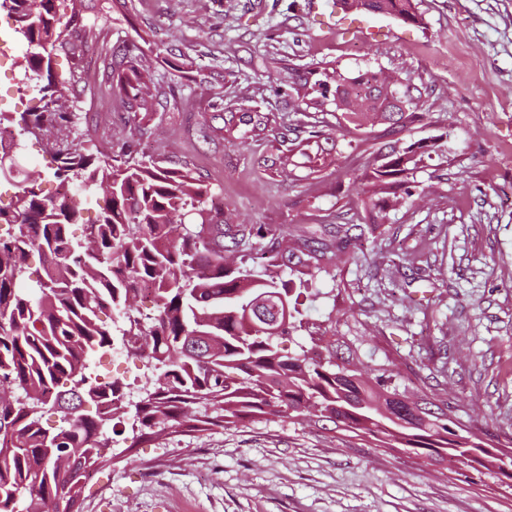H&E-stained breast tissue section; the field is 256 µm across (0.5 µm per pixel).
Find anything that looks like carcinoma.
<instances>
[{"label": "carcinoma", "instance_id": "obj_1", "mask_svg": "<svg viewBox=\"0 0 512 512\" xmlns=\"http://www.w3.org/2000/svg\"><path fill=\"white\" fill-rule=\"evenodd\" d=\"M54 2L0 0L27 43L24 76L41 103L21 113L14 154L34 138L49 147L52 180L82 189L80 195H48L36 180H16L18 167L0 172V180L16 188L9 204H0V512H80L86 475L109 464L101 429L125 408L122 385H104L89 372L92 357L112 350V329L101 318L108 309L127 315L121 335L128 351L150 365L148 392L134 418L145 442L161 424L189 435L312 409L320 421L420 459L465 458L481 467L500 462L495 474L512 481V456L458 433L445 408L417 416L409 427L379 415L372 407L379 392L396 397L402 391L387 368L359 369L357 350L340 362L335 342L323 336L324 356L304 349L285 354L275 344L302 326L299 306L312 287L310 277L330 272L360 225L338 224L327 236L302 242L287 251L283 265L279 237L245 227L231 236L239 265L230 268L224 264V221L207 208L210 190L190 171L138 158L132 148L117 160L95 143L75 142L72 115L59 101L90 85L78 64L83 42L68 38L82 13L60 15ZM339 2L346 10L420 23L414 0ZM52 51L71 60L67 72L56 70ZM118 53L109 96L127 112L152 111L161 94L142 64L143 48L130 42ZM385 82L380 70L349 77L318 66L296 75L292 89L305 108L317 111L333 85L336 107L353 123L373 117L395 125L405 112L383 91ZM437 149L435 141L389 146L357 189L358 202L373 211L412 197L409 175ZM100 189L108 203L83 224L94 239L90 248L71 226L98 205ZM188 215L199 222L185 223ZM255 237L269 239L273 267L288 268L289 278L248 266ZM35 253L43 273L30 292L21 283ZM141 283L153 285L146 323L132 316ZM259 296L279 327L275 334L246 316L245 305ZM88 403L96 407L93 417L83 413ZM49 411L59 415V425L44 426ZM62 453L69 457L64 473L55 465Z\"/></svg>", "mask_w": 512, "mask_h": 512}]
</instances>
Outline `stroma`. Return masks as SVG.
Listing matches in <instances>:
<instances>
[{
	"instance_id": "obj_1",
	"label": "stroma",
	"mask_w": 512,
	"mask_h": 512,
	"mask_svg": "<svg viewBox=\"0 0 512 512\" xmlns=\"http://www.w3.org/2000/svg\"><path fill=\"white\" fill-rule=\"evenodd\" d=\"M421 24L342 10L336 0H85L87 24L112 46L146 39L145 58L176 92L149 114L70 96L80 133L114 156L126 144L187 167L224 201L230 229L264 226L284 240L328 224H362L357 248L318 276L305 327L288 351L336 339L365 366H388L407 394L447 405L452 421L512 454V0H416ZM172 49L182 71L156 52ZM334 62L348 75L385 70L414 100L401 133L351 128L333 100L324 139L277 91L278 62ZM239 122L224 130L225 110ZM267 114L264 135L245 117ZM441 140L412 179L416 194L372 214L355 189L395 139ZM288 157L273 171L277 152ZM125 415L86 481L82 512H512V487L466 461H428L309 415L260 418L142 443Z\"/></svg>"
}]
</instances>
